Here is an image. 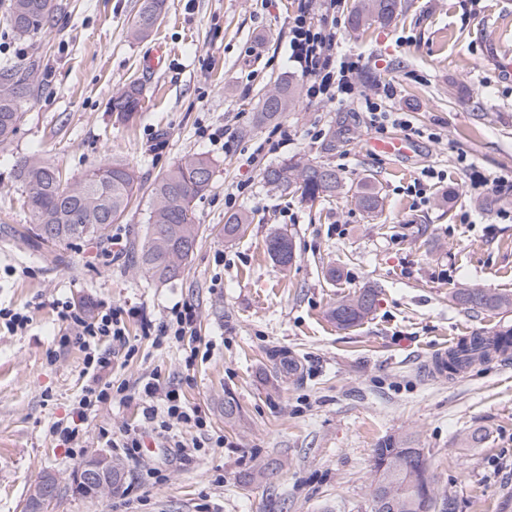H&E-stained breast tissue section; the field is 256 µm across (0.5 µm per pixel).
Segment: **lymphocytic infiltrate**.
<instances>
[{
    "instance_id": "1",
    "label": "lymphocytic infiltrate",
    "mask_w": 512,
    "mask_h": 512,
    "mask_svg": "<svg viewBox=\"0 0 512 512\" xmlns=\"http://www.w3.org/2000/svg\"><path fill=\"white\" fill-rule=\"evenodd\" d=\"M340 7L341 0H305L289 22L288 67L302 79L306 98L330 104L353 99L365 112L375 133H385L393 126L421 135V128L413 126L407 113L386 108V100L392 99L395 93L393 85L384 84L378 96L356 95L353 78L360 68V60L339 50ZM138 314V309L133 307L126 310L105 307L89 319L71 302H58L57 316L66 326L64 339L84 349L85 370L91 375L90 384L83 388L74 405L75 422L57 421L49 428L50 435L68 448H79L84 442L79 420L111 398V384L100 381L101 374L112 369L111 355L101 350V341L125 342L126 320ZM143 393L149 403L145 417L161 431H168L174 425L205 427L200 409L187 405L175 390L149 382L144 385Z\"/></svg>"
}]
</instances>
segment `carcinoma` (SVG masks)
I'll return each instance as SVG.
<instances>
[{
    "label": "carcinoma",
    "mask_w": 512,
    "mask_h": 512,
    "mask_svg": "<svg viewBox=\"0 0 512 512\" xmlns=\"http://www.w3.org/2000/svg\"><path fill=\"white\" fill-rule=\"evenodd\" d=\"M47 0H10L5 21L11 32L20 36L40 34L53 18V10L45 9ZM164 0H142L132 19L131 34L136 38L149 35L158 26ZM400 0H354L351 27L355 30L374 22H391ZM0 80L12 81L22 93L20 101L0 98V144L15 135L24 116V108L32 98L31 72L10 63L0 64ZM277 96H263L257 112L258 121L271 122L287 111L295 95V86L287 79L277 83ZM142 103V86L133 81L112 99V111L120 121L133 119ZM212 161L202 155L180 159L149 189L146 227L134 242L135 268L151 281L173 283L184 273L185 262L197 245L200 225L195 223L194 206L211 188ZM18 182L24 187L26 204L34 224L30 231L51 244L84 241L100 244L107 239L112 224L127 211L142 189L135 171L126 162L114 158L87 169L75 182L63 178L53 164L37 158L25 159L18 165ZM265 183L281 193L296 196L305 203L336 195L343 189V177L336 169L303 158L269 167L264 172ZM356 203L369 214L381 210L379 191L369 180L356 191ZM251 223L245 212L225 217L224 239L234 241ZM266 252L282 267L293 263L295 250L292 238L278 233L266 241ZM377 291L363 288L351 298L341 300L330 310L336 325L349 328L358 325L375 306ZM457 305L471 310L500 311L512 308V296L487 291L479 287L457 288L450 294ZM475 362L469 349L453 353L448 370L454 371ZM410 438L389 436L374 449L372 459L371 512H387L382 502L384 492L378 473L390 472L388 485L394 493L398 512H417L416 503L424 485L413 481V475L428 468L426 460L402 451L411 450Z\"/></svg>",
    "instance_id": "1"
}]
</instances>
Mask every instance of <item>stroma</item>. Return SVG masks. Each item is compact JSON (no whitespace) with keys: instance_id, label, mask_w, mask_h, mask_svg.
I'll use <instances>...</instances> for the list:
<instances>
[{"instance_id":"1","label":"stroma","mask_w":512,"mask_h":512,"mask_svg":"<svg viewBox=\"0 0 512 512\" xmlns=\"http://www.w3.org/2000/svg\"><path fill=\"white\" fill-rule=\"evenodd\" d=\"M54 3L41 34L18 37L0 0V63L33 65L36 85L12 142L0 146V306L31 318L23 331L0 325V512H23L47 474L58 484L47 512H370L373 450L398 434L423 449L458 512H512V365L491 361L454 380L424 370L452 337L512 324V311L473 312L448 299L464 286L512 295V222L498 216L512 208V80L497 77L490 46L502 32L512 50V0H481L468 17L459 0H402L391 24L342 27L343 49L363 59L361 88L393 83L388 108L430 132L398 158L367 151L376 133L352 103L300 92L277 122L257 123L262 95L293 76L288 18L300 0H166L160 25L141 40L129 30L141 0ZM159 47L167 59L155 68ZM133 80L142 108L121 123L109 103ZM217 130L224 136L215 144L208 135ZM192 154L215 169L195 203L202 233L182 278L156 284L133 267L146 188ZM33 155L73 180L112 157L134 167L143 190L113 225L111 253L75 241L49 248L45 262L15 238L33 222L15 170ZM301 157L339 169L345 192L309 206L264 183L266 167ZM467 162L503 184L471 189ZM431 168L445 179L423 205L410 188ZM245 179L251 187L236 195ZM367 179L382 213L362 211L351 195ZM233 209L253 222L229 243L222 228ZM276 232L295 243L285 268L266 253ZM366 287L377 291L372 312L336 326L330 309ZM61 300L88 314L141 311L126 321V343L101 344L114 392L88 415L87 442L74 454L48 433L87 381L83 351L62 340ZM178 303L195 306L194 335L155 343L145 324L166 320ZM190 347L198 354L189 366ZM274 349L287 350L300 372L281 377ZM155 378L207 421L201 430L173 427L189 449L170 447L143 416L142 389ZM230 399L239 407L232 420ZM130 428L152 433L155 450L118 448ZM477 428L481 447H462ZM96 453L125 464L120 495L76 492L75 471Z\"/></svg>"}]
</instances>
